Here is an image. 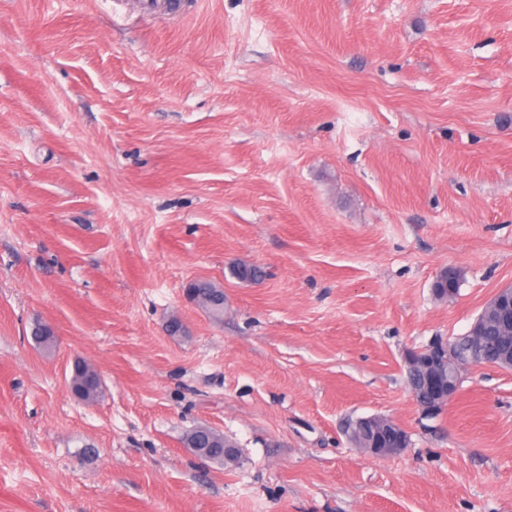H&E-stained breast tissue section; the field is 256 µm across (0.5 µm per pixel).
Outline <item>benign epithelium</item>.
I'll return each instance as SVG.
<instances>
[{"label":"benign epithelium","mask_w":512,"mask_h":512,"mask_svg":"<svg viewBox=\"0 0 512 512\" xmlns=\"http://www.w3.org/2000/svg\"><path fill=\"white\" fill-rule=\"evenodd\" d=\"M484 309L488 310V315H478L467 332L468 356H461L456 344L441 336L421 348L408 349L404 353L406 369L421 374L424 379V392L412 389L413 399L423 414L432 416L453 399L464 369L483 366L512 369V287L500 289ZM491 325L501 333L498 342L485 340L486 330ZM361 421L375 430L391 426L399 442L397 448H369L368 453L389 456L401 452V448L406 446L407 432L393 419L371 415L361 418ZM218 447L220 444L210 433L191 444V448L204 457Z\"/></svg>","instance_id":"benign-epithelium-1"}]
</instances>
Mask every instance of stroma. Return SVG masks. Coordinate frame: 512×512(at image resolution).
I'll list each match as a JSON object with an SVG mask.
<instances>
[{
	"instance_id": "1",
	"label": "stroma",
	"mask_w": 512,
	"mask_h": 512,
	"mask_svg": "<svg viewBox=\"0 0 512 512\" xmlns=\"http://www.w3.org/2000/svg\"><path fill=\"white\" fill-rule=\"evenodd\" d=\"M509 285L512 0H0V512H512V370L403 364ZM206 284L197 282L195 288H189L188 293L194 301L200 302L216 317H221L224 313V294L218 292L216 288H205ZM216 293L219 296L216 295ZM71 384L80 390L82 398L97 397L101 392L100 380L97 374L87 365L77 362L73 366ZM360 420L362 421L363 425H369V427L373 428L374 430H378L380 428H385L386 426L390 425L392 429L396 433V437L398 438L399 445L403 448H363L365 447L367 441L364 437V435L359 434L358 435V442H355L356 445H358L360 448H363L368 453L374 455V456H389L393 454H397L399 452L404 451L406 448H404L407 444V432L393 419L389 417H382V416H367V417H361Z\"/></svg>"
}]
</instances>
